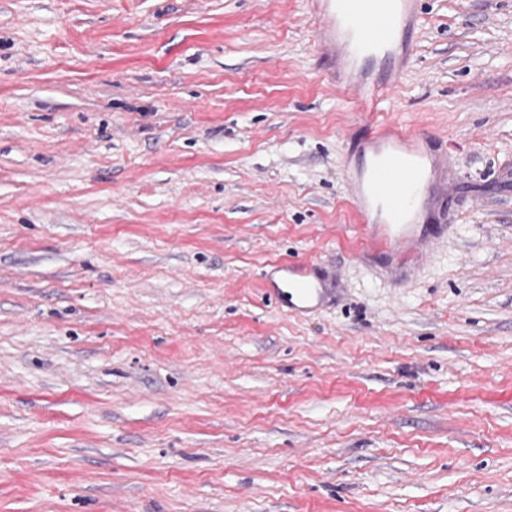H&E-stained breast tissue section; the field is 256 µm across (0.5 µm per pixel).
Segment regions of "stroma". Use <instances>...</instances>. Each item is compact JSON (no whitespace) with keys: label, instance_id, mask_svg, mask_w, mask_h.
Returning a JSON list of instances; mask_svg holds the SVG:
<instances>
[{"label":"stroma","instance_id":"obj_1","mask_svg":"<svg viewBox=\"0 0 512 512\" xmlns=\"http://www.w3.org/2000/svg\"><path fill=\"white\" fill-rule=\"evenodd\" d=\"M421 8L377 129L460 180L399 281L309 0H0V512H512V0ZM273 267L283 273L288 288H281L277 280L269 279L267 297L299 313L323 309L334 292L335 288H329L330 284L325 275L320 274V266L316 262L285 259Z\"/></svg>","mask_w":512,"mask_h":512}]
</instances>
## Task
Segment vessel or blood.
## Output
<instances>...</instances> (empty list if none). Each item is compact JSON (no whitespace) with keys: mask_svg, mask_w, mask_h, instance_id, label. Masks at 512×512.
<instances>
[{"mask_svg":"<svg viewBox=\"0 0 512 512\" xmlns=\"http://www.w3.org/2000/svg\"><path fill=\"white\" fill-rule=\"evenodd\" d=\"M310 11L331 83L355 93L360 111H382L408 70L419 0H310ZM406 140L379 141L373 162L349 174L367 245L395 253L404 269L424 258L407 248L414 216L456 186L449 155L406 148ZM275 269L283 278L270 280L267 297L297 312L323 309L333 293L317 263L285 259Z\"/></svg>","mask_w":512,"mask_h":512,"instance_id":"b4317fda","label":"vessel or blood"}]
</instances>
